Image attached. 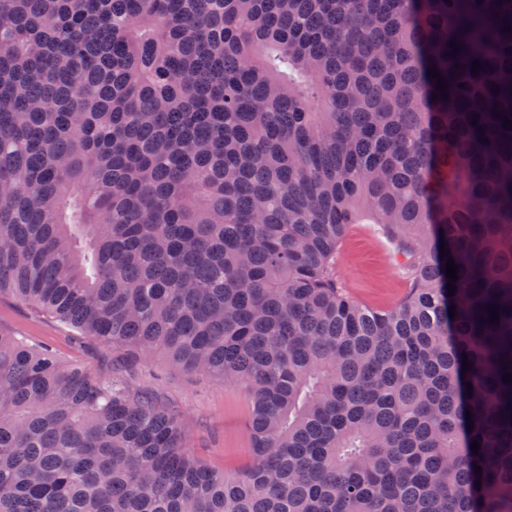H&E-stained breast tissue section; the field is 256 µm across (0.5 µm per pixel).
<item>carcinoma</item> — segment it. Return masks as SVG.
Masks as SVG:
<instances>
[{"label": "carcinoma", "instance_id": "1", "mask_svg": "<svg viewBox=\"0 0 512 512\" xmlns=\"http://www.w3.org/2000/svg\"><path fill=\"white\" fill-rule=\"evenodd\" d=\"M507 27L512 0H0V296L243 386L251 445L215 468L152 391L0 331V512H512ZM352 224L409 254L390 308L336 276Z\"/></svg>", "mask_w": 512, "mask_h": 512}]
</instances>
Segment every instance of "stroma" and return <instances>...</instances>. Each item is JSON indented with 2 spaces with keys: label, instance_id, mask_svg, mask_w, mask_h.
Instances as JSON below:
<instances>
[{
  "label": "stroma",
  "instance_id": "stroma-1",
  "mask_svg": "<svg viewBox=\"0 0 512 512\" xmlns=\"http://www.w3.org/2000/svg\"><path fill=\"white\" fill-rule=\"evenodd\" d=\"M398 240L380 225H351L339 248L336 267L347 292L370 308H387L407 292ZM0 330L50 343L59 358L81 364L90 372L112 373V352L93 341L77 342L72 333L42 317L29 305L0 299ZM121 380L158 393L186 422L190 445L212 466L232 468L250 457L245 434L247 397L242 387L170 366L162 355L124 367Z\"/></svg>",
  "mask_w": 512,
  "mask_h": 512
}]
</instances>
